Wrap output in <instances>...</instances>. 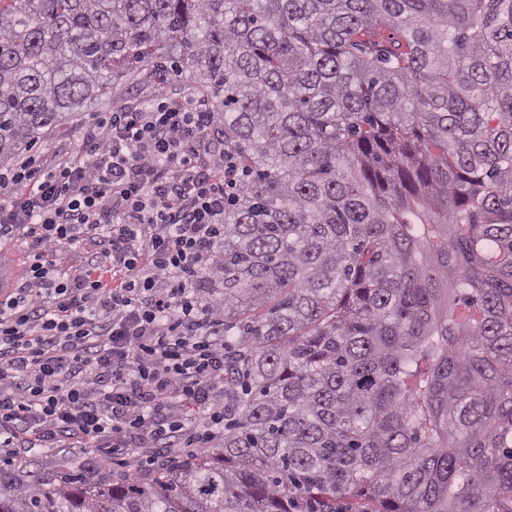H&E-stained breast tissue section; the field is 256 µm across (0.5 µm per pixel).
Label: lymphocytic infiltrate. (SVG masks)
<instances>
[{
	"label": "lymphocytic infiltrate",
	"mask_w": 512,
	"mask_h": 512,
	"mask_svg": "<svg viewBox=\"0 0 512 512\" xmlns=\"http://www.w3.org/2000/svg\"><path fill=\"white\" fill-rule=\"evenodd\" d=\"M235 157L208 101L153 91L104 113L78 151L0 167V241L27 244L0 294V452L214 448L224 437V321L200 287L224 238ZM89 247L76 272L60 250Z\"/></svg>",
	"instance_id": "f902f5d3"
}]
</instances>
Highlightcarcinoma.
Listing matches in <instances>:
<instances>
[{"label": "carcinoma", "instance_id": "cac0c4a2", "mask_svg": "<svg viewBox=\"0 0 512 512\" xmlns=\"http://www.w3.org/2000/svg\"><path fill=\"white\" fill-rule=\"evenodd\" d=\"M144 72L240 169L231 421L0 512H512V0H0V165Z\"/></svg>", "mask_w": 512, "mask_h": 512}]
</instances>
